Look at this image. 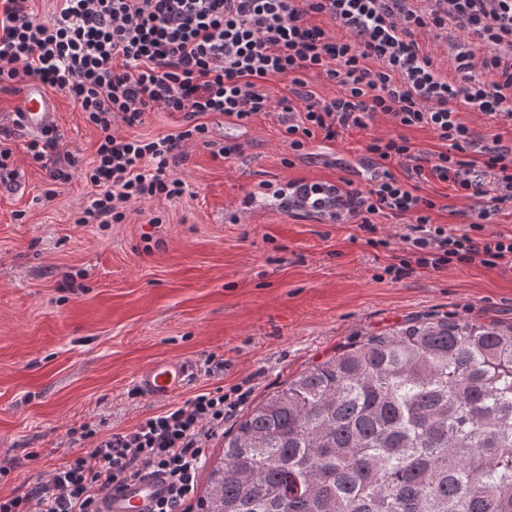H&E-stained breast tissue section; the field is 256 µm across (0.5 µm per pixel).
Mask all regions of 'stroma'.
Here are the masks:
<instances>
[{
    "instance_id": "1",
    "label": "stroma",
    "mask_w": 512,
    "mask_h": 512,
    "mask_svg": "<svg viewBox=\"0 0 512 512\" xmlns=\"http://www.w3.org/2000/svg\"><path fill=\"white\" fill-rule=\"evenodd\" d=\"M51 97L62 149L90 162L98 130L62 92ZM17 98L0 92L16 172L0 183V495L88 452L71 429L126 432L163 409L133 383L160 358L194 363L188 393L239 385L254 404L409 318L512 328V272L471 264L394 280L385 272L401 247L394 220L378 218L377 236L390 245L374 247L355 224H324L278 204L274 186L294 179L364 188L354 169L370 138L389 132L384 117L314 139L309 157L289 167L276 114L244 128L207 116L212 145L191 147L177 168L185 194L133 204L125 223L103 228L75 221L92 194L82 175L55 182L32 162ZM229 142L241 156H216ZM249 197L258 211L239 215Z\"/></svg>"
}]
</instances>
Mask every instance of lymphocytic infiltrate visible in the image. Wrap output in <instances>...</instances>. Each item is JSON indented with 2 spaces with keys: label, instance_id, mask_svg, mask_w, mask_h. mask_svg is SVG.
Returning <instances> with one entry per match:
<instances>
[{
  "label": "lymphocytic infiltrate",
  "instance_id": "1",
  "mask_svg": "<svg viewBox=\"0 0 512 512\" xmlns=\"http://www.w3.org/2000/svg\"><path fill=\"white\" fill-rule=\"evenodd\" d=\"M29 2L0 0V90L22 78L40 82L99 130L85 172L95 193L77 223L121 224L134 203L181 197L186 184L175 168L187 145L208 138L205 116L245 126L277 112L300 158L316 135L333 140L381 115L395 133L366 144L374 172L365 189L347 190L345 207L370 234L376 218L400 220L402 253L386 273L398 280L416 267L512 266V234H481L484 221L512 212V143L481 144L459 118L467 109L512 122V0H61L47 20ZM421 33L444 41L450 71L420 46ZM313 73L340 95H316ZM272 77L287 78L291 99L272 100ZM155 108L184 113L180 130L152 140L117 132L142 125ZM413 127L432 131L443 150L418 149L404 134ZM29 152L56 180H69L78 164L53 135L31 141ZM431 179L483 198L467 232L433 222L438 205L420 193ZM246 398L240 387L218 386L128 432L83 424L88 454L26 492L0 496V512H99L107 493L154 472L169 484L155 512H191L205 444L223 437Z\"/></svg>",
  "mask_w": 512,
  "mask_h": 512
}]
</instances>
